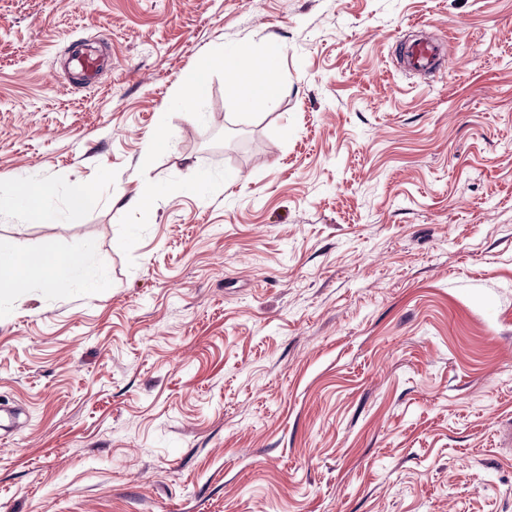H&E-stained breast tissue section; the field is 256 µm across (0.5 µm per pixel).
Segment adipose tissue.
<instances>
[{"mask_svg":"<svg viewBox=\"0 0 512 512\" xmlns=\"http://www.w3.org/2000/svg\"><path fill=\"white\" fill-rule=\"evenodd\" d=\"M54 190L52 181L39 176L13 181L0 192V212L19 213L32 224L56 223V214L49 205ZM97 282L87 253H63L50 242L24 253L0 245V297L24 296L36 285L52 296L67 284L91 288Z\"/></svg>","mask_w":512,"mask_h":512,"instance_id":"1","label":"adipose tissue"}]
</instances>
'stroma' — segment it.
Here are the masks:
<instances>
[{
	"label": "stroma",
	"instance_id": "stroma-1",
	"mask_svg": "<svg viewBox=\"0 0 512 512\" xmlns=\"http://www.w3.org/2000/svg\"><path fill=\"white\" fill-rule=\"evenodd\" d=\"M441 29L450 68L407 71ZM243 41L283 47L273 104L215 75L169 114ZM221 167L124 254L141 173ZM28 175L60 221L0 243L99 285L0 300V512H512V0H0V190ZM97 190L90 184L74 186L68 196V209L75 215L83 214L97 203Z\"/></svg>",
	"mask_w": 512,
	"mask_h": 512
}]
</instances>
